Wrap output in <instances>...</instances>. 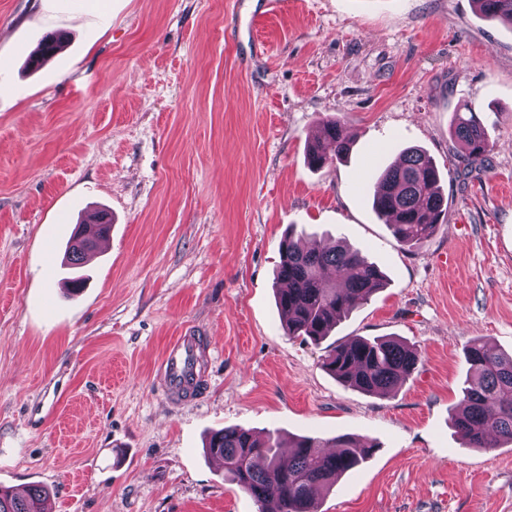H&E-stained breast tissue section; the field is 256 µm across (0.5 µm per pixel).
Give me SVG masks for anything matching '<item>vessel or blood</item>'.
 I'll list each match as a JSON object with an SVG mask.
<instances>
[{"mask_svg": "<svg viewBox=\"0 0 512 512\" xmlns=\"http://www.w3.org/2000/svg\"><path fill=\"white\" fill-rule=\"evenodd\" d=\"M211 349L192 330L181 331L169 343L157 368L159 387L171 402L185 404L201 395L205 388L204 362Z\"/></svg>", "mask_w": 512, "mask_h": 512, "instance_id": "vessel-or-blood-1", "label": "vessel or blood"}]
</instances>
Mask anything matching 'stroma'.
I'll return each mask as SVG.
<instances>
[{
    "label": "stroma",
    "instance_id": "obj_1",
    "mask_svg": "<svg viewBox=\"0 0 512 512\" xmlns=\"http://www.w3.org/2000/svg\"><path fill=\"white\" fill-rule=\"evenodd\" d=\"M71 40L36 71L47 33ZM0 487L50 512H258L204 449L210 433L350 435L378 450L318 512H512V444L464 447L451 416L474 337L512 352V27L473 0H0ZM471 108L490 152L450 134ZM341 118L348 156L307 146ZM409 146L448 212L399 245L372 207ZM112 240L66 289L86 215ZM359 248L387 284L331 338L396 337L417 371L391 395L344 386L288 335L279 241ZM186 326L213 356L175 405L154 368Z\"/></svg>",
    "mask_w": 512,
    "mask_h": 512
}]
</instances>
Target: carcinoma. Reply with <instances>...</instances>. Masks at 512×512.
Wrapping results in <instances>:
<instances>
[{
    "label": "carcinoma",
    "mask_w": 512,
    "mask_h": 512,
    "mask_svg": "<svg viewBox=\"0 0 512 512\" xmlns=\"http://www.w3.org/2000/svg\"><path fill=\"white\" fill-rule=\"evenodd\" d=\"M477 10L512 26V0H473ZM67 40L64 33L45 35L28 60L40 68ZM452 135L469 165L481 164L489 152L485 127L472 111L455 113ZM339 119L323 122L322 136L309 148L308 162L321 167L349 151ZM378 219L402 245L429 241L443 222L448 200L432 159L411 148L378 177L373 190ZM276 303L288 335L319 345L336 323L384 287L385 275L362 253L347 245H301L288 232L279 243ZM472 380L463 389L453 427L469 448H498L512 443V354L475 338L465 347ZM420 363L419 351L392 337H352L322 358V368L339 382L361 392L387 396L403 385ZM209 456L224 461V476L248 492L259 512H314L316 494L330 488L342 474L360 466L372 447L359 439L293 437L289 454L281 440L244 428H226L205 444ZM49 494L40 486L23 492L0 487V512H48Z\"/></svg>",
    "instance_id": "obj_1"
}]
</instances>
